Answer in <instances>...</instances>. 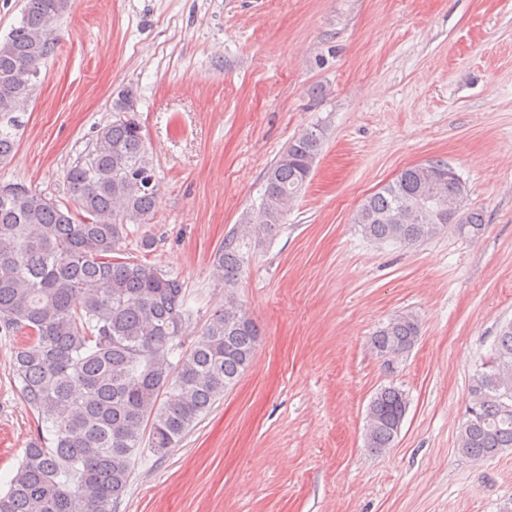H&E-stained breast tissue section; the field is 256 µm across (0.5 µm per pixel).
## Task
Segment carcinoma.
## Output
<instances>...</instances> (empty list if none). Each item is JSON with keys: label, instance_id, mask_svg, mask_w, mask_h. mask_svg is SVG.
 Here are the masks:
<instances>
[{"label": "carcinoma", "instance_id": "obj_1", "mask_svg": "<svg viewBox=\"0 0 512 512\" xmlns=\"http://www.w3.org/2000/svg\"><path fill=\"white\" fill-rule=\"evenodd\" d=\"M68 0H25L19 25L0 40V157L14 148L19 112L29 88L15 68L36 64L38 76L53 53ZM112 122L91 149L66 170L73 206L22 184L0 187V336H25L10 369L36 418L37 437L0 492V512H116L130 485L131 460L142 451L164 455L224 397L251 365L260 329L233 299L215 310L183 349L189 323L184 283L162 267L112 254L129 225L150 223L158 185L133 115L121 94ZM326 129L288 142L265 173L259 226L224 239L213 274L238 285L244 239L282 224L305 187ZM467 195L465 182L443 162L408 167L368 196L353 215L373 242L413 245L448 227L479 238L482 213L458 221L450 209ZM420 326L409 313L394 316L370 339L376 352H410ZM404 390L390 384L372 397L364 446H394L407 410ZM512 448V324L496 337L488 360L471 376L458 452L470 459Z\"/></svg>", "mask_w": 512, "mask_h": 512}]
</instances>
